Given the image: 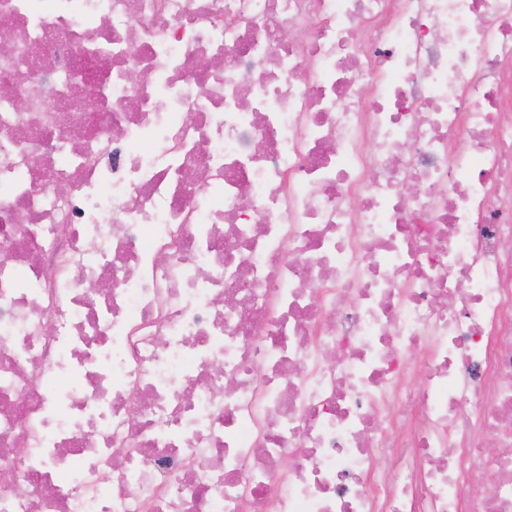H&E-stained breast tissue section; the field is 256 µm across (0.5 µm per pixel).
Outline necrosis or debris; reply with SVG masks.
I'll return each instance as SVG.
<instances>
[{
  "mask_svg": "<svg viewBox=\"0 0 512 512\" xmlns=\"http://www.w3.org/2000/svg\"><path fill=\"white\" fill-rule=\"evenodd\" d=\"M4 30L0 512H512V0Z\"/></svg>",
  "mask_w": 512,
  "mask_h": 512,
  "instance_id": "4bbe7bcc",
  "label": "necrosis or debris"
}]
</instances>
